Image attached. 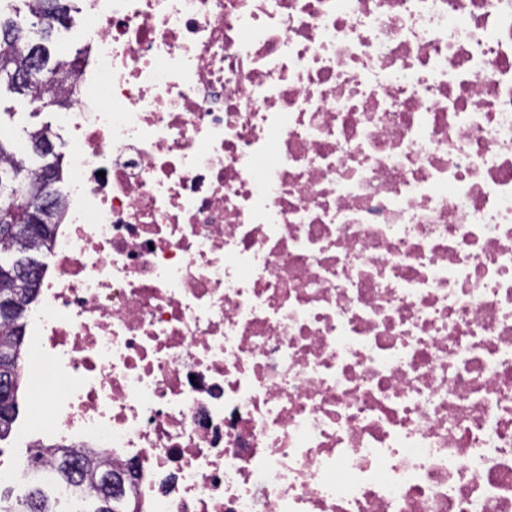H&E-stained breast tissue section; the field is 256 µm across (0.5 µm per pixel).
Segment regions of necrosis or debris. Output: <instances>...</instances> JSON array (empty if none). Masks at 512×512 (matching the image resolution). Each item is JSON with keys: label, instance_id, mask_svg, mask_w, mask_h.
Returning <instances> with one entry per match:
<instances>
[{"label": "necrosis or debris", "instance_id": "obj_1", "mask_svg": "<svg viewBox=\"0 0 512 512\" xmlns=\"http://www.w3.org/2000/svg\"><path fill=\"white\" fill-rule=\"evenodd\" d=\"M28 429L139 512H512V0H85Z\"/></svg>", "mask_w": 512, "mask_h": 512}]
</instances>
